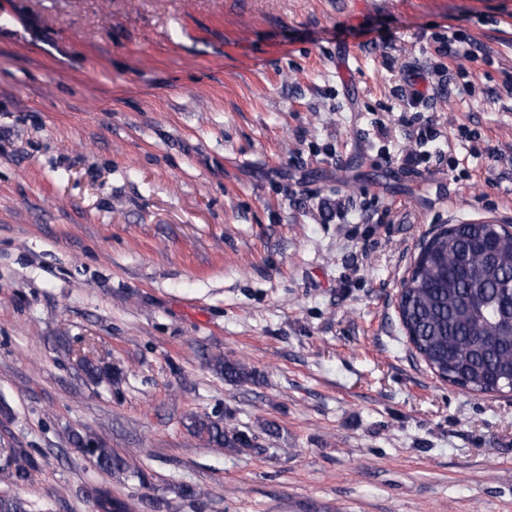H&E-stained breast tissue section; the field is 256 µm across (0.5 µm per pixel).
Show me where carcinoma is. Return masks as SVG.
Returning <instances> with one entry per match:
<instances>
[{
	"mask_svg": "<svg viewBox=\"0 0 512 512\" xmlns=\"http://www.w3.org/2000/svg\"><path fill=\"white\" fill-rule=\"evenodd\" d=\"M512 234L493 224L471 222L440 230L421 249L403 284L400 316L408 339L432 372L449 384L481 394L512 390ZM479 299L481 313L469 308ZM215 366L224 379L251 378L246 366L221 357ZM188 428L215 448H241L248 436L224 428L221 419L190 420ZM73 444L104 472L124 470L112 449L79 435ZM0 476L25 483L37 467L23 448H0ZM96 512H130V504L104 485L91 488ZM0 512H28L19 496L0 495Z\"/></svg>",
	"mask_w": 512,
	"mask_h": 512,
	"instance_id": "carcinoma-1",
	"label": "carcinoma"
}]
</instances>
